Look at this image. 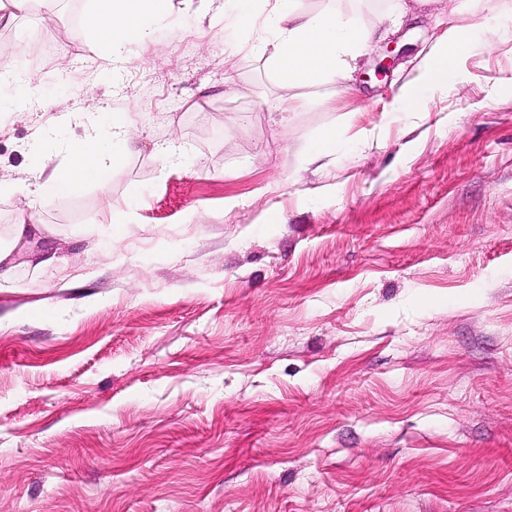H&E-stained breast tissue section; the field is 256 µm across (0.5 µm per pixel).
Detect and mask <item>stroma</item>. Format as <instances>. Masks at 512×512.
Masks as SVG:
<instances>
[{
	"label": "stroma",
	"instance_id": "1",
	"mask_svg": "<svg viewBox=\"0 0 512 512\" xmlns=\"http://www.w3.org/2000/svg\"><path fill=\"white\" fill-rule=\"evenodd\" d=\"M353 0L356 98L229 50L224 0H171L113 60L89 0H23L0 73V238L36 131L130 112L107 189L42 210L0 285V512H512V0ZM474 50L394 98L457 24ZM398 56L375 69L386 48ZM343 124L332 159L296 147ZM176 147L168 166L159 150ZM124 237L98 239L113 223ZM56 253L40 268L36 255ZM31 89L28 84L11 74H0V110L16 109L24 106Z\"/></svg>",
	"mask_w": 512,
	"mask_h": 512
}]
</instances>
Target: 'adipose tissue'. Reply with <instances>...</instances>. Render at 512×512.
Segmentation results:
<instances>
[{
  "instance_id": "obj_1",
  "label": "adipose tissue",
  "mask_w": 512,
  "mask_h": 512,
  "mask_svg": "<svg viewBox=\"0 0 512 512\" xmlns=\"http://www.w3.org/2000/svg\"><path fill=\"white\" fill-rule=\"evenodd\" d=\"M170 0H92L89 40L108 42L113 55L131 41L147 40L148 22L162 18ZM224 16L231 28L244 36L251 52L270 63L281 85L290 93L279 108L288 115L300 111L294 91L309 85L349 81L355 61L370 48V31L360 15L333 4L311 12L298 0H225ZM470 30L452 29L445 48L431 52L419 81L401 87L396 98L399 111L413 112L428 91L445 88L454 77L453 56L473 47ZM88 135L80 140L64 136L60 125L42 128L28 154L38 189L27 212L14 225V237L0 244V268L11 270L13 253L26 235L42 234L41 209L52 200L80 192L86 184L107 187L112 169L121 165L129 151L132 117L127 112L87 115ZM64 152L65 168L48 170L51 152Z\"/></svg>"
}]
</instances>
